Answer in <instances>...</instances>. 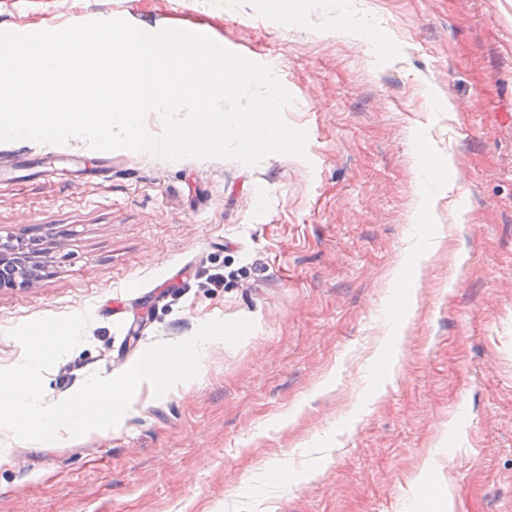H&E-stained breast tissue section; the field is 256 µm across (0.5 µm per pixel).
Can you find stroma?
I'll use <instances>...</instances> for the list:
<instances>
[{
  "label": "stroma",
  "instance_id": "1",
  "mask_svg": "<svg viewBox=\"0 0 512 512\" xmlns=\"http://www.w3.org/2000/svg\"><path fill=\"white\" fill-rule=\"evenodd\" d=\"M112 18L269 66L305 154L0 143V236L50 235L41 278L0 288V368L20 324L92 317L46 402L203 322L255 324L162 398L141 383L114 428H0V512L512 506V0H0L1 32Z\"/></svg>",
  "mask_w": 512,
  "mask_h": 512
}]
</instances>
